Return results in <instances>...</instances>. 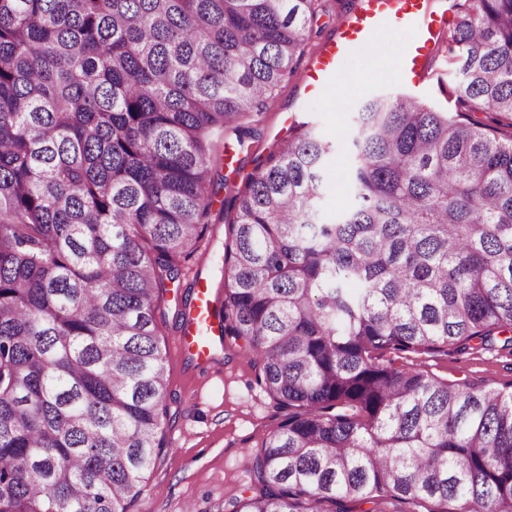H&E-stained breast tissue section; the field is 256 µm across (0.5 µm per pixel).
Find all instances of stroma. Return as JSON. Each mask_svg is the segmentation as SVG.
<instances>
[{
    "instance_id": "1",
    "label": "stroma",
    "mask_w": 512,
    "mask_h": 512,
    "mask_svg": "<svg viewBox=\"0 0 512 512\" xmlns=\"http://www.w3.org/2000/svg\"><path fill=\"white\" fill-rule=\"evenodd\" d=\"M391 90V85L365 69L357 87L339 82L325 102L310 103L291 78L276 89L264 112L225 127L217 149L233 152L234 158L232 164L221 162L215 167L213 211L206 238L189 270L168 284L161 302L165 312L161 330L170 345L166 448L147 473L131 512H183L189 503L196 512H224L230 501L248 496L250 454L277 429L286 412L257 385L248 355L225 350L217 339L204 364L173 349L181 314L194 300L200 280L211 290L212 306L221 305L224 248L236 219L233 197L248 176L263 167L269 153L305 122L313 123L336 145L326 163L328 188L322 203L323 221L335 222L339 210L349 202L351 158L346 137L353 116L364 101ZM406 363L442 381L465 378L474 383L489 380L501 389L512 386V354L505 352L440 350L408 355Z\"/></svg>"
}]
</instances>
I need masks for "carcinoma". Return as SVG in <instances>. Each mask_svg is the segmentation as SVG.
I'll return each mask as SVG.
<instances>
[{"instance_id":"1","label":"carcinoma","mask_w":512,"mask_h":512,"mask_svg":"<svg viewBox=\"0 0 512 512\" xmlns=\"http://www.w3.org/2000/svg\"><path fill=\"white\" fill-rule=\"evenodd\" d=\"M322 0H0V512H130L165 448L157 314L215 136L267 108ZM455 109L366 101L351 205L302 124L234 197L215 314L288 416L229 512H512V391L394 357L512 350V0H452Z\"/></svg>"}]
</instances>
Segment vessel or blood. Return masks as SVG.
<instances>
[{"label": "vessel or blood", "instance_id": "1", "mask_svg": "<svg viewBox=\"0 0 512 512\" xmlns=\"http://www.w3.org/2000/svg\"><path fill=\"white\" fill-rule=\"evenodd\" d=\"M397 27L408 28L410 36L389 64L373 55L372 45ZM447 29V11L434 10L430 0H356L355 5L340 8L334 34L310 55L297 81L307 99L318 98L360 56L379 70H391L396 84H413L425 76L429 64L437 62ZM209 295L207 285L198 283L191 315L177 338L178 348L200 361L209 359L208 338L218 331L210 315Z\"/></svg>", "mask_w": 512, "mask_h": 512}]
</instances>
